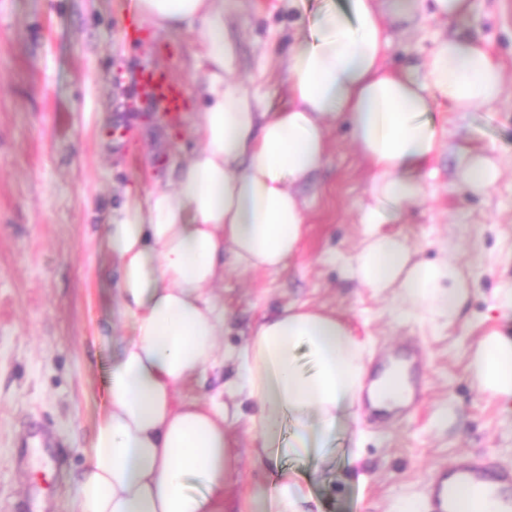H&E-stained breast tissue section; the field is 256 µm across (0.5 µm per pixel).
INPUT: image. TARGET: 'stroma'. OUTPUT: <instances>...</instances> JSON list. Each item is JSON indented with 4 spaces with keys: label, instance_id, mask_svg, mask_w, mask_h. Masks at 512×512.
I'll return each instance as SVG.
<instances>
[{
    "label": "stroma",
    "instance_id": "obj_1",
    "mask_svg": "<svg viewBox=\"0 0 512 512\" xmlns=\"http://www.w3.org/2000/svg\"><path fill=\"white\" fill-rule=\"evenodd\" d=\"M328 2L224 0L234 80L261 84L271 105L282 104L288 43ZM127 7L128 0H0V512H73L83 450L104 407L110 338L133 333L117 316L104 226L127 188L172 182L203 144L194 125L206 68L193 57L194 36L157 34L145 21L129 34ZM459 29L436 15L433 0H412L405 21L387 28L390 62L422 67ZM468 30L503 67L504 93L471 112L441 107L447 134L432 164L439 192L392 227L418 260L462 266L471 288L459 317L408 315L395 294L372 293L348 276L373 171L342 123L302 190L308 228L299 255L280 272L225 271L220 285L233 312L224 349L238 347L260 316L306 301L348 321L368 343L373 367L407 359L422 388L406 418L361 409V444L342 427L325 455L288 459L314 512H396L404 499L428 512V483L462 455L512 468V399L481 391L469 370L483 336L512 335V312L499 310L495 297L512 283V0H475ZM146 65L183 86L178 119L138 96L134 78ZM463 148L499 165L489 192L458 188ZM230 433L240 442L239 475L224 512H243L251 499L274 494L276 477L252 468L244 423Z\"/></svg>",
    "mask_w": 512,
    "mask_h": 512
}]
</instances>
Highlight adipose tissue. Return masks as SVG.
<instances>
[{
	"label": "adipose tissue",
	"instance_id": "ef3b65f1",
	"mask_svg": "<svg viewBox=\"0 0 512 512\" xmlns=\"http://www.w3.org/2000/svg\"><path fill=\"white\" fill-rule=\"evenodd\" d=\"M137 13L155 31L199 35L195 55L209 66L196 116L203 145L173 185L126 203L106 226L120 313L134 332L114 343L75 512H224L237 471L227 429L241 417L229 397L253 405V462L279 475L275 498L255 499L256 512H306L309 495L284 459L325 453L338 427L356 421L362 395L402 403L400 365L369 378L364 342L341 318L305 303L262 319L243 346L222 351L230 314L215 287L225 268L277 272L296 255L306 231L297 190L324 165L329 131L342 120L376 170L349 276L376 293L395 291L413 313L454 319L469 288L460 265L414 261L408 242L384 227L437 193L422 172L444 136L439 103L470 112L496 102L504 74L487 45L463 31L422 71L392 69L385 12L377 0H348L324 9L310 34H295L288 101L268 112L259 88L231 78L237 54L224 0H137ZM499 176L488 157L460 152L464 189L485 192ZM228 360L236 375L223 389L205 401L179 398L184 384L205 382ZM469 369L482 391L512 398V338L485 336ZM288 421L294 431L284 443ZM192 479L203 492L189 489Z\"/></svg>",
	"mask_w": 512,
	"mask_h": 512
}]
</instances>
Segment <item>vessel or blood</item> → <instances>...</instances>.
<instances>
[{"mask_svg": "<svg viewBox=\"0 0 512 512\" xmlns=\"http://www.w3.org/2000/svg\"><path fill=\"white\" fill-rule=\"evenodd\" d=\"M136 89L140 97L160 106L170 118H177L185 107L182 85L163 70H141L136 78ZM452 483L496 497L512 489V469L496 467L493 460L485 457L465 458L444 468L439 478L426 488L430 512H454V502L448 492Z\"/></svg>", "mask_w": 512, "mask_h": 512, "instance_id": "obj_1", "label": "vessel or blood"}]
</instances>
